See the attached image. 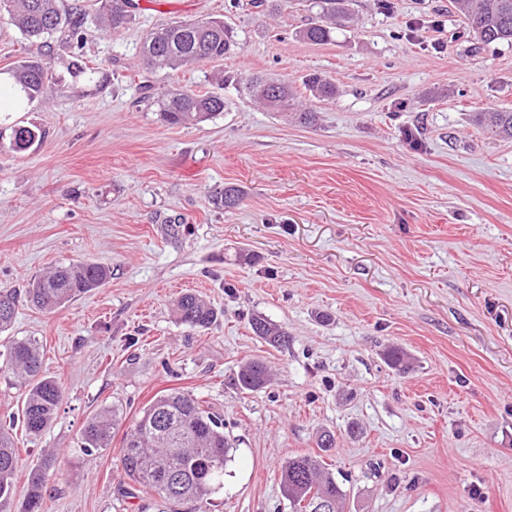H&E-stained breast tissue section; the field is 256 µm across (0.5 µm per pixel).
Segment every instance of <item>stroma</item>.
<instances>
[{
    "label": "stroma",
    "mask_w": 512,
    "mask_h": 512,
    "mask_svg": "<svg viewBox=\"0 0 512 512\" xmlns=\"http://www.w3.org/2000/svg\"><path fill=\"white\" fill-rule=\"evenodd\" d=\"M137 2L114 35L98 28L100 0H63L87 20L86 71L69 66L70 32L55 34L42 99L0 101V287L86 261L112 271L61 311L19 305L0 332V346L37 339L64 389L41 436L11 430L15 502L49 449L63 474L46 512H161L156 496L124 494L121 436L88 454L80 435L102 410L127 425L181 389L234 442L204 512H292L281 466L317 452L345 512H512V139L471 119L512 112V46L472 51L452 0H352L350 26L322 44L299 37L316 0ZM211 15L237 32L236 54L170 77L145 69L148 31ZM216 69L287 80L315 124L230 85L223 113L196 125L139 101L143 80L208 91ZM310 74L335 98L312 96ZM15 126L44 137L13 151ZM228 185L239 206L215 208ZM187 290L221 310L217 324L175 320ZM258 313L287 330L286 348L252 333ZM255 359L271 382L241 391ZM325 431L337 446L322 453Z\"/></svg>",
    "instance_id": "1"
}]
</instances>
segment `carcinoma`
<instances>
[{
  "label": "carcinoma",
  "instance_id": "cac0c4a2",
  "mask_svg": "<svg viewBox=\"0 0 512 512\" xmlns=\"http://www.w3.org/2000/svg\"><path fill=\"white\" fill-rule=\"evenodd\" d=\"M348 0H324L322 16L310 22L299 35L313 43H325L336 28L349 22ZM463 16L476 44H512V0H453ZM10 24L27 39L47 44L62 28H67L77 46L86 40L84 18L66 11L61 0H0ZM105 21L114 34L120 33L134 17V0H102ZM240 43L224 18L209 16L200 20L172 22L151 31L141 45L146 69L172 75L184 68L217 62L233 55ZM10 86L0 85V97L6 95L16 104L38 100L51 79L47 62L39 56L20 60L9 72ZM217 84L236 82L251 101L273 111L293 106L288 82L269 80L257 74L245 77L214 75ZM315 97H332L336 87L319 74L306 79ZM142 99L156 109L168 125L198 124L224 112V98L214 92L180 88L158 92L154 85L141 86ZM472 120L494 136L512 138V112L487 110L475 112ZM42 133L26 126L13 130L17 151L30 148ZM240 199L239 190L226 186L212 195L219 209H231ZM110 268L95 262L58 267L34 278L19 292L0 289V331L13 322L20 300L47 312L62 310L89 291L102 287L111 277ZM172 312L182 324L200 330L210 329L221 313L202 296L185 292L172 302ZM252 332L270 346L288 344V332L262 315L249 321ZM5 367L18 378L24 389L17 420L29 436L41 435L62 405L60 383L41 370L39 343L31 338L15 339L7 347ZM270 382L268 366L254 360L238 374L244 391H257ZM119 429L116 414L104 411L86 422L81 444L87 451L110 447L112 433ZM232 444L224 435V420L203 408L190 392L173 389L155 397L146 405L124 433L120 466L128 483L146 494H156L172 507L185 503L202 505L224 488V473L231 462ZM19 457L12 434L0 427V512H45V489L61 471L54 453L44 455L29 473L27 498L14 505L13 478ZM280 483L288 501L302 512H312L313 503L325 499L334 512H344L345 491L324 468L318 455L299 454L286 460L281 468Z\"/></svg>",
  "mask_w": 512,
  "mask_h": 512
}]
</instances>
